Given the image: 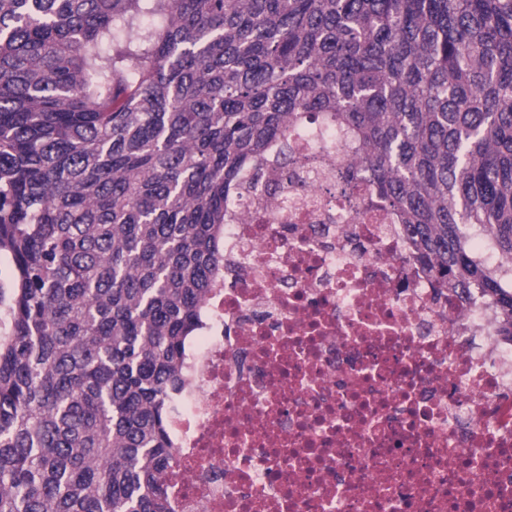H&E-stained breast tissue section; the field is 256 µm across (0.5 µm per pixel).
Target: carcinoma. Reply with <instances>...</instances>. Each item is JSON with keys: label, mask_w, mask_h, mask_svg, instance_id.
<instances>
[{"label": "carcinoma", "mask_w": 512, "mask_h": 512, "mask_svg": "<svg viewBox=\"0 0 512 512\" xmlns=\"http://www.w3.org/2000/svg\"><path fill=\"white\" fill-rule=\"evenodd\" d=\"M329 121L347 182L512 342V0H0V512H171L226 205Z\"/></svg>", "instance_id": "1"}]
</instances>
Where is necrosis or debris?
<instances>
[{
	"mask_svg": "<svg viewBox=\"0 0 512 512\" xmlns=\"http://www.w3.org/2000/svg\"><path fill=\"white\" fill-rule=\"evenodd\" d=\"M323 122L242 185L183 346L172 512H512V344L439 288Z\"/></svg>",
	"mask_w": 512,
	"mask_h": 512,
	"instance_id": "obj_1",
	"label": "necrosis or debris"
}]
</instances>
